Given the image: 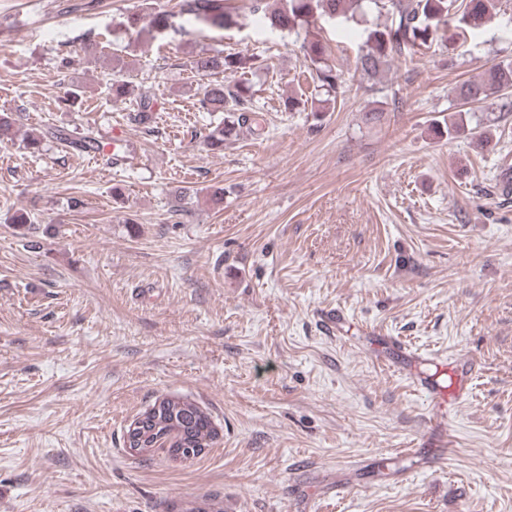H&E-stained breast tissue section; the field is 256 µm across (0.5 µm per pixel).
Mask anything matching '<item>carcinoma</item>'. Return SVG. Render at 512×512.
I'll return each instance as SVG.
<instances>
[{"instance_id":"1","label":"carcinoma","mask_w":512,"mask_h":512,"mask_svg":"<svg viewBox=\"0 0 512 512\" xmlns=\"http://www.w3.org/2000/svg\"><path fill=\"white\" fill-rule=\"evenodd\" d=\"M150 0H143V10L129 17L131 26L142 21L159 32L168 28L171 15L165 11L150 10ZM499 0H250V11L256 22L280 32L288 31L303 36L300 49L307 63L315 87L326 98L318 105L298 97L283 101L288 112H333L336 105V89L341 75L330 63L326 43L314 32L319 18L328 17L341 23L356 16H364L369 10L384 12L391 23L366 32V38L357 55L356 69L368 78L380 74L396 56L408 55L415 48L434 40L439 25L448 23L452 11L459 15L461 27L477 29L490 22L497 14ZM179 13L196 23L225 29L236 17L229 0H178ZM194 68L200 72L221 71L242 75L257 71V60L239 52L217 50L202 53L194 59ZM512 89V63L490 65L479 77L461 82L455 88L456 97L467 104H479L491 96ZM252 86L243 79L232 85L209 84L205 86L200 107L207 112H222L224 117L211 126L204 137V145L212 152L224 151V145L236 138L240 131L264 133L259 112L252 101ZM137 111L130 119L146 126L154 112V99L146 92L136 98ZM45 139H54L65 148L81 154L99 153L105 149L101 141L90 135L69 139L59 130H44L28 135V146L37 149ZM141 415L145 419L134 431H126L125 442L139 449L142 456L156 452L164 445L177 448H208L217 437L214 423L200 406L181 397L161 395Z\"/></svg>"}]
</instances>
